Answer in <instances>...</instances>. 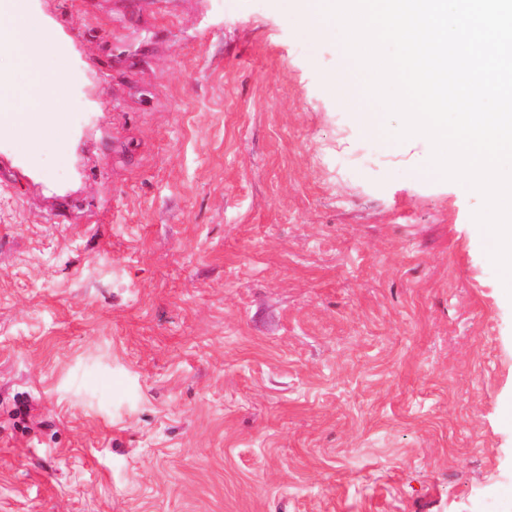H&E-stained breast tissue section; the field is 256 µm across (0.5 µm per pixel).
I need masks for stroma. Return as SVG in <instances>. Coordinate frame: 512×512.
I'll use <instances>...</instances> for the list:
<instances>
[{
  "label": "stroma",
  "instance_id": "obj_1",
  "mask_svg": "<svg viewBox=\"0 0 512 512\" xmlns=\"http://www.w3.org/2000/svg\"><path fill=\"white\" fill-rule=\"evenodd\" d=\"M69 131L0 135V512H512V301L432 146L282 0H24Z\"/></svg>",
  "mask_w": 512,
  "mask_h": 512
}]
</instances>
